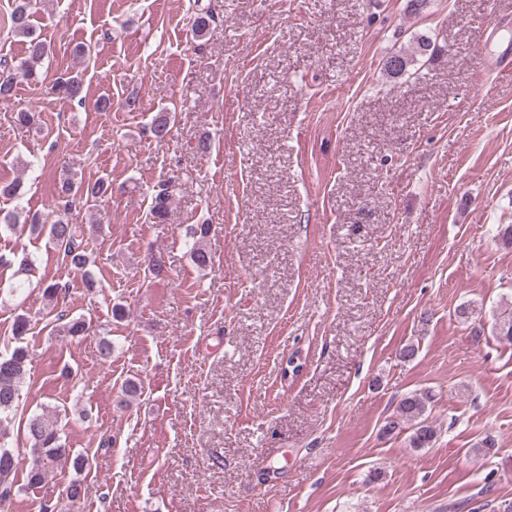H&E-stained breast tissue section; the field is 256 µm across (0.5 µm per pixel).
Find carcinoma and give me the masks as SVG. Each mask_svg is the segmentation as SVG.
<instances>
[{
	"mask_svg": "<svg viewBox=\"0 0 512 512\" xmlns=\"http://www.w3.org/2000/svg\"><path fill=\"white\" fill-rule=\"evenodd\" d=\"M31 0H15V7L11 13V23L15 35L23 38L25 44V57L18 63L10 64L0 62V72L7 75V79H0V101L12 99L17 79L22 77L29 81H38L37 66L49 53V45L42 38L40 32L31 21ZM215 17L211 11L200 9L194 17V35L198 40L205 39ZM434 54V44L431 39L420 35L414 42L410 51H395L384 62V70L394 78L406 74L420 58L431 57ZM54 90L68 100L82 99L81 83L75 77L58 80ZM171 118L167 112H160L153 119L151 132L157 138H163L172 130ZM173 181L170 179L160 181L154 188L150 214L154 221L163 222L168 214L169 201L172 196ZM109 186L104 182L84 187L70 179L63 182L59 195L60 204L57 206V219L48 224L37 216L29 219V223H18V216L7 212L0 217V224L8 231L30 230L38 235L47 233L53 246L66 259L67 264L75 271L82 273L86 288L96 287V280L87 271L90 264V255L85 247V228L82 224H72L67 217L70 209L69 200L74 196H87L97 198L105 195ZM28 320L20 315L17 317L13 336L15 346L0 352V416L9 415L16 410L19 391L23 383L29 364V351L23 345ZM434 395L427 389L414 390L402 397L394 413V417L387 421L384 430L394 433L402 430V424L413 423L412 433L409 435V444L413 448H428L436 441L437 431L428 423L426 412L433 402ZM27 442L30 453L34 457L35 466L28 475V484L41 483L46 474L55 469L61 460L69 462L72 469L80 474L89 464L83 455H70L66 444L62 442L60 429L48 419L35 415L30 417L25 426ZM18 455L15 450L0 444V505L9 502L15 495L14 475L17 468Z\"/></svg>",
	"mask_w": 512,
	"mask_h": 512,
	"instance_id": "carcinoma-1",
	"label": "carcinoma"
}]
</instances>
